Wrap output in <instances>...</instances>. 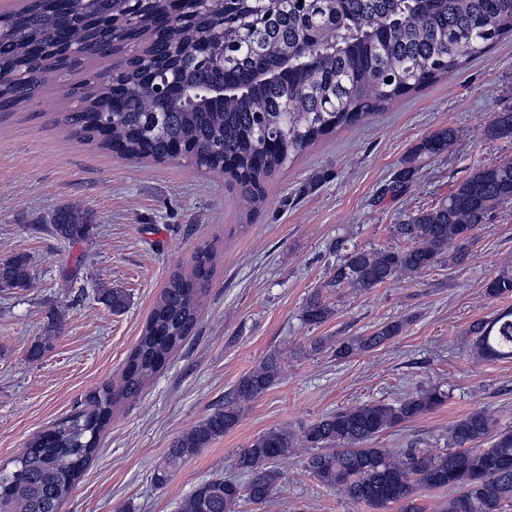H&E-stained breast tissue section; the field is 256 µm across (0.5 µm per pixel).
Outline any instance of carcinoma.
Instances as JSON below:
<instances>
[{
	"instance_id": "obj_1",
	"label": "carcinoma",
	"mask_w": 512,
	"mask_h": 512,
	"mask_svg": "<svg viewBox=\"0 0 512 512\" xmlns=\"http://www.w3.org/2000/svg\"><path fill=\"white\" fill-rule=\"evenodd\" d=\"M125 0H18L0 14V112H14L34 100L48 81L45 40L60 38L81 51L79 66L115 60L80 81L84 96L56 123L77 140L122 158L164 162L182 158L200 170L223 174L241 195L256 204L265 197V180L316 141L382 112L419 93L499 40L512 36V0H213L211 12L192 24L179 20L173 0H149L137 21L138 41L129 50L112 47V24H123ZM224 23V58L200 62L189 74L194 88L233 77L236 94L220 107L173 99L160 111L141 57L165 61L195 55L203 37ZM309 38V57L295 61L288 75L255 84L252 74L293 58ZM127 104L124 112L112 101ZM493 139L512 138V109L496 112L487 129ZM457 133L443 128L424 138L394 174L385 192L402 193L416 163L449 152ZM512 201V160L472 171L439 205L418 209L395 225L397 236L412 243L402 250L355 249L336 263L328 288L369 290L402 276L416 275L448 258L460 264L475 231L501 204ZM89 216L73 208L53 219L56 235L69 241L89 237ZM213 255L202 251L188 271L174 272L153 305L145 328L128 356L119 385H104L72 413L37 434L13 468L0 472V509L52 512L66 500L93 459L101 431L123 399L138 395L192 333L200 298L212 279ZM31 275L23 256L0 264V289L27 288ZM485 296H512V269L488 279ZM334 308L319 295L309 299L303 319L321 325ZM404 324L384 322L369 333L336 344V357L382 347L402 333ZM475 351L483 359H512V307L470 325ZM279 356L271 354L243 375L230 400L179 435L163 466L153 476L166 486L176 469L224 436L240 420L245 404L276 384ZM448 394L421 390L393 403H366L323 415L299 433L274 428L243 449L237 466L247 476L240 484L223 476L198 482L178 512H235L243 499L260 507L279 487L275 461L293 448L310 449L305 467L348 503L372 512H424V490L449 489L446 512H509L512 508V427L494 428L490 414L475 409L449 428L448 448L438 454L414 449L400 456L366 444L387 430L442 406Z\"/></svg>"
}]
</instances>
